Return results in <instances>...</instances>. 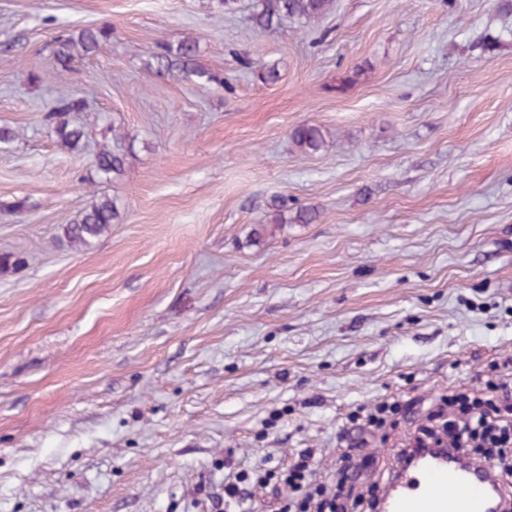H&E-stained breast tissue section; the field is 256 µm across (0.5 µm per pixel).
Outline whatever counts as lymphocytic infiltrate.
I'll list each match as a JSON object with an SVG mask.
<instances>
[{
  "label": "lymphocytic infiltrate",
  "mask_w": 512,
  "mask_h": 512,
  "mask_svg": "<svg viewBox=\"0 0 512 512\" xmlns=\"http://www.w3.org/2000/svg\"><path fill=\"white\" fill-rule=\"evenodd\" d=\"M410 410V404L394 399L352 412L349 428L337 433L346 452L335 482L318 480L313 467L315 452L302 448L285 467L261 464L251 472L227 479L225 504L234 512H253L256 492L269 489L278 495L287 489L292 496L278 512H350L346 494L352 493L361 477L376 464L375 456L367 451L370 439L397 426L400 417ZM413 439L444 440L449 447L471 449L473 455L489 461L503 494L504 512H512V467L501 464L505 452L512 449V356L503 364L490 365L478 385L450 388L429 407L423 423L414 427Z\"/></svg>",
  "instance_id": "1"
}]
</instances>
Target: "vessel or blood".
Masks as SVG:
<instances>
[{"mask_svg": "<svg viewBox=\"0 0 512 512\" xmlns=\"http://www.w3.org/2000/svg\"><path fill=\"white\" fill-rule=\"evenodd\" d=\"M398 493L389 512H490L480 482L448 466L397 470Z\"/></svg>", "mask_w": 512, "mask_h": 512, "instance_id": "vessel-or-blood-1", "label": "vessel or blood"}]
</instances>
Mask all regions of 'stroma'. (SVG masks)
<instances>
[{"mask_svg": "<svg viewBox=\"0 0 512 512\" xmlns=\"http://www.w3.org/2000/svg\"><path fill=\"white\" fill-rule=\"evenodd\" d=\"M500 2L334 0L259 31L252 0H0V254L24 260L0 273V512H217L225 459L311 448L333 476L357 406L420 418L512 355ZM104 23L98 55L55 71L56 36ZM187 37L221 83L146 72ZM70 96L79 154L43 121ZM96 116L135 145L94 185ZM302 123L322 151L293 143ZM97 191L120 220L61 243ZM274 198L318 217L269 223ZM293 142L300 150L315 154L325 148L326 137L322 127L313 124H302L291 132Z\"/></svg>", "mask_w": 512, "mask_h": 512, "instance_id": "35a3bbf8", "label": "stroma"}]
</instances>
